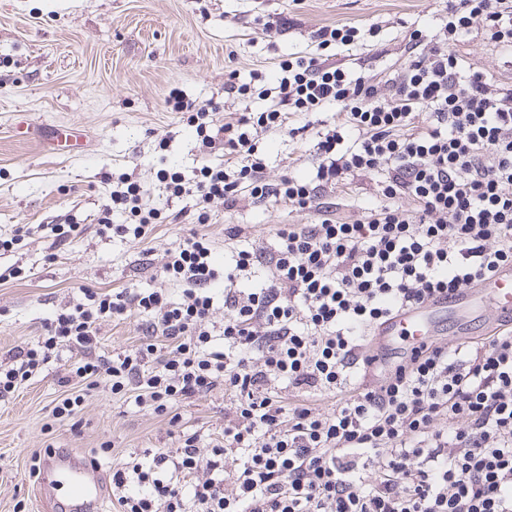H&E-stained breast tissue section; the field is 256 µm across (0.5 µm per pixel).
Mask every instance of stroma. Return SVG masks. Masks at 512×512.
Instances as JSON below:
<instances>
[{"instance_id": "obj_1", "label": "stroma", "mask_w": 512, "mask_h": 512, "mask_svg": "<svg viewBox=\"0 0 512 512\" xmlns=\"http://www.w3.org/2000/svg\"><path fill=\"white\" fill-rule=\"evenodd\" d=\"M444 0H0V240L28 226L30 238L0 250V367L7 369L20 347L42 340L45 320L79 301L81 291L159 288L161 255L191 232L207 234L217 261H232L242 249L272 252L280 224H311L312 212L283 202H253L241 192L233 209L210 206V220L160 224L143 242L97 232V214L118 177L139 183L145 202L166 208L157 177L168 169L191 175L202 161L223 162L224 144L202 147L182 113L167 108L170 90L184 101L223 102L215 115L241 111L224 100V75L241 81L260 71L275 78L280 59L308 51L313 30L327 24L375 26L368 44L326 50V66L385 82L407 56L409 35L432 32ZM294 21L275 33L257 18ZM466 64L512 86V50L472 33L456 48ZM25 115L34 135L15 138L11 125ZM76 123L86 134L79 154L50 150L41 133L51 123ZM287 131L259 140L264 175H310L314 145L328 129L345 141L354 133L346 113L329 109L288 117ZM377 178L348 177L336 190L339 220L361 218L378 200ZM78 224L80 236L60 245L51 228ZM244 233L225 239L226 228ZM20 277H12L15 268ZM148 321L137 311L121 321H104L94 354L112 357L136 346ZM80 353L51 359L16 391L0 396V512H42L34 494V464L51 448L98 457L103 466L123 463L161 449L175 451L181 433H194L208 450L221 441L224 419L234 408L223 390L180 403V421L138 407L130 395L113 394L105 383L85 387L77 424L56 419L62 394L59 366L77 367Z\"/></svg>"}]
</instances>
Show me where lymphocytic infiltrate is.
I'll use <instances>...</instances> for the list:
<instances>
[{"label": "lymphocytic infiltrate", "instance_id": "1", "mask_svg": "<svg viewBox=\"0 0 512 512\" xmlns=\"http://www.w3.org/2000/svg\"><path fill=\"white\" fill-rule=\"evenodd\" d=\"M478 27L512 48L506 0H448L431 36L410 33L384 92L320 60L329 48L363 44V28H319L315 51L280 60L275 105L225 118V162L202 165L191 181L158 172L168 201L199 224L215 201L235 207L244 186L255 201L315 212V223L277 226L267 281L238 288L256 254L238 251L221 269L209 237L192 234L165 249L164 287L83 289L82 302L48 319L40 345L0 371V393L12 392L63 346L84 360L60 386L103 380L174 422L182 400L231 393L234 416L209 453L185 434L175 453L112 467L118 512H512V332L421 346L378 383L342 390L348 369L367 362L366 329L512 266V90L456 53ZM329 108L348 115L357 133L350 146L327 131L311 176L267 180L259 136L287 130L289 113ZM358 173L378 176L379 201L362 219H335L326 197ZM117 211L123 223H113ZM169 219L144 207L140 185L129 182L97 223L100 234L141 240ZM170 284L179 301H170ZM134 309L152 316L142 343L91 355L102 320ZM279 381L302 399L281 404ZM317 392L343 399L322 413L310 401Z\"/></svg>", "mask_w": 512, "mask_h": 512}]
</instances>
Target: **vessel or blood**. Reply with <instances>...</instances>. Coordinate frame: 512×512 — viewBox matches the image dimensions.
Masks as SVG:
<instances>
[{
  "mask_svg": "<svg viewBox=\"0 0 512 512\" xmlns=\"http://www.w3.org/2000/svg\"><path fill=\"white\" fill-rule=\"evenodd\" d=\"M485 310L495 324L512 327V266L500 269L481 287L459 288L449 296L399 312L373 327L368 333L373 357L371 372H378L397 349L409 350L437 341L444 321L454 320L463 330L473 314ZM37 484L50 512H102L107 488L100 467L89 458L68 450H52Z\"/></svg>",
  "mask_w": 512,
  "mask_h": 512,
  "instance_id": "vessel-or-blood-1",
  "label": "vessel or blood"
}]
</instances>
